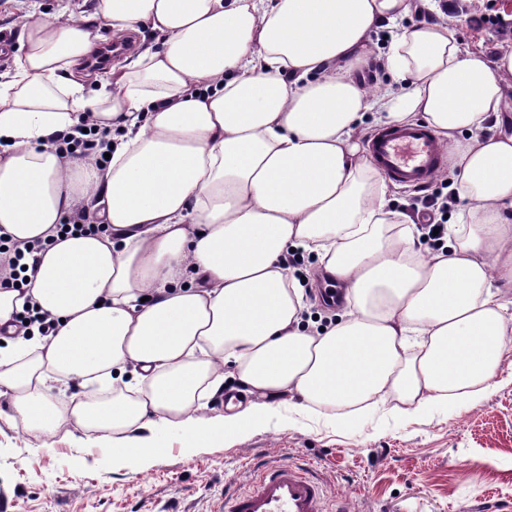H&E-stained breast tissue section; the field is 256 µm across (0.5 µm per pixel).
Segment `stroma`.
Listing matches in <instances>:
<instances>
[{
	"mask_svg": "<svg viewBox=\"0 0 512 512\" xmlns=\"http://www.w3.org/2000/svg\"><path fill=\"white\" fill-rule=\"evenodd\" d=\"M91 17L97 0H0V31L17 45L22 24L60 6ZM469 13L448 25L465 49L492 59L504 42ZM494 388L455 404L404 415L394 398L336 425L273 409L237 437L189 454L162 431L149 463L114 460L107 437L79 430L46 437L0 421V512H212L225 486L249 487L257 468L313 467L327 484L329 512H512V350Z\"/></svg>",
	"mask_w": 512,
	"mask_h": 512,
	"instance_id": "35a3bbf8",
	"label": "stroma"
}]
</instances>
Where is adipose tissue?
I'll return each mask as SVG.
<instances>
[{"mask_svg": "<svg viewBox=\"0 0 512 512\" xmlns=\"http://www.w3.org/2000/svg\"><path fill=\"white\" fill-rule=\"evenodd\" d=\"M435 0H97L24 22L0 75V235L44 242L24 291L0 289V329L24 301L53 333L0 348L5 420L52 437L104 433L149 462L160 430L187 452L239 435L286 399L335 411L393 396L406 414L488 392L512 346V131L497 123L512 48L496 63ZM153 44L109 71H78L100 32ZM396 80L373 92L371 62ZM97 93H90L89 83ZM107 165L62 153L84 119ZM425 122L448 151L462 207L435 250L363 156L366 121ZM80 218L104 233L59 234ZM315 256L341 288L337 323L305 326ZM233 366L254 400L207 416ZM100 384L102 401H53Z\"/></svg>", "mask_w": 512, "mask_h": 512, "instance_id": "1", "label": "adipose tissue"}]
</instances>
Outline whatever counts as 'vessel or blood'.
<instances>
[{
    "label": "vessel or blood",
    "instance_id": "obj_1",
    "mask_svg": "<svg viewBox=\"0 0 512 512\" xmlns=\"http://www.w3.org/2000/svg\"><path fill=\"white\" fill-rule=\"evenodd\" d=\"M367 151L389 181L421 188L445 163V147L425 124L392 126L376 131ZM323 481L307 467L284 462L261 471L242 491L225 495L222 512H325Z\"/></svg>",
    "mask_w": 512,
    "mask_h": 512
}]
</instances>
